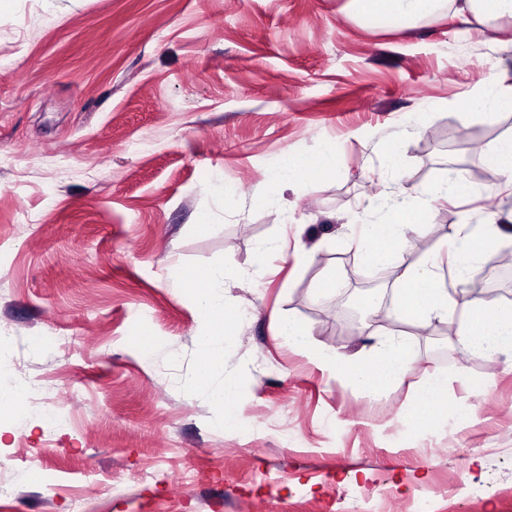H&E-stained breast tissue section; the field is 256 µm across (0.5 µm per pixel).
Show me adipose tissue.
<instances>
[{
  "label": "adipose tissue",
  "instance_id": "1",
  "mask_svg": "<svg viewBox=\"0 0 512 512\" xmlns=\"http://www.w3.org/2000/svg\"><path fill=\"white\" fill-rule=\"evenodd\" d=\"M448 6L447 0H347L351 15L368 27H408ZM451 7V6H448ZM453 16H468L480 23L504 18L512 19V0H457L451 7ZM321 160L309 166L293 155H284L277 169L269 175L277 187L311 173H335L338 162L330 145L320 149ZM413 198L390 204V220L385 224L365 225L359 246L367 257L382 266L397 270L396 288L391 310L401 316L418 319L449 318L447 281H467L479 262L483 249L497 247L505 233L499 224H461L450 252V277H443L436 262L406 264L395 248L404 236L407 222L421 220L423 214L414 209ZM207 287L195 289L198 307L209 323L200 339L203 358H210L218 342L224 339V274L216 270L206 276ZM279 336L289 345L304 351L310 361L324 370L339 371L346 382L375 393L387 386L402 384L412 358L411 344L406 339L390 336L379 340L371 354L346 355L315 346L309 332L291 319L277 322ZM455 334L469 352L481 355H504L512 359V303L492 306L477 305L460 314ZM446 373L428 375L413 390L410 408L419 421L437 418L442 413L441 401L448 393Z\"/></svg>",
  "mask_w": 512,
  "mask_h": 512
}]
</instances>
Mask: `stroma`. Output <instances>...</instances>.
Here are the masks:
<instances>
[{
  "label": "stroma",
  "mask_w": 512,
  "mask_h": 512,
  "mask_svg": "<svg viewBox=\"0 0 512 512\" xmlns=\"http://www.w3.org/2000/svg\"><path fill=\"white\" fill-rule=\"evenodd\" d=\"M345 0H8L0 9V387L43 386L48 406L0 408V512H512V364L464 353L453 332L409 334L408 382L372 395L277 336L289 316L344 354L341 298L377 269L353 228L390 195L470 181L398 251L444 260V235L512 207L503 178H473L462 131L512 134V108L461 112L475 87H512V20L428 17L372 30ZM400 140L399 169L383 144ZM338 171L286 190L284 153ZM206 231H197L199 221ZM485 250L461 286L512 302ZM224 272L230 333L211 367L207 323L178 274ZM464 373L444 418L417 423L408 383ZM240 380L242 424L219 426L210 387ZM468 410V420L448 416ZM121 478L124 495L112 494Z\"/></svg>",
  "instance_id": "stroma-1"
}]
</instances>
